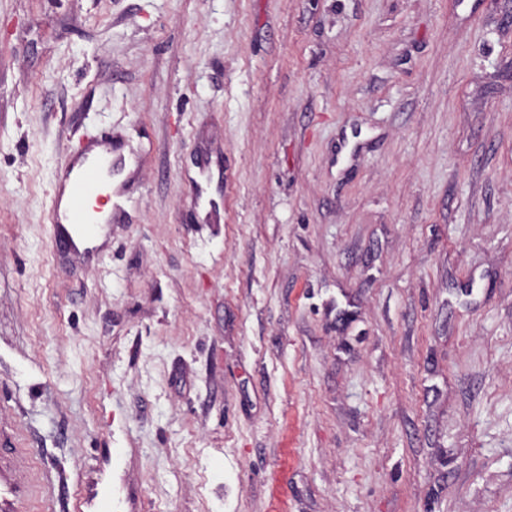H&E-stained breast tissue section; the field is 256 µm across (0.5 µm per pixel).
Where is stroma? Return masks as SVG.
<instances>
[{
	"label": "stroma",
	"mask_w": 512,
	"mask_h": 512,
	"mask_svg": "<svg viewBox=\"0 0 512 512\" xmlns=\"http://www.w3.org/2000/svg\"><path fill=\"white\" fill-rule=\"evenodd\" d=\"M7 446L39 512H512V0H0ZM126 157L113 146L112 152L98 151L89 146L76 157L71 158L62 167L58 176L53 199V221L59 241L67 247L78 248L77 242L85 241L93 236L96 224L99 223L98 213L101 210H90L89 199L104 198V187L101 174L104 169H124ZM69 187L66 208L61 211L62 196L65 187ZM69 512H107V504L98 498L97 492H89L74 496L67 502Z\"/></svg>",
	"instance_id": "stroma-1"
}]
</instances>
